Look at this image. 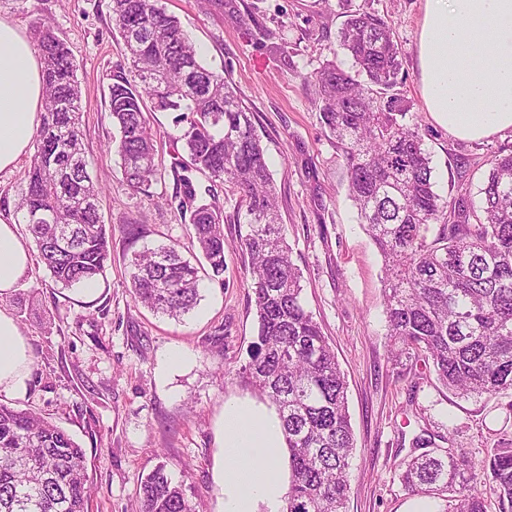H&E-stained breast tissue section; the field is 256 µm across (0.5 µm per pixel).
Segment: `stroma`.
<instances>
[{"label": "stroma", "mask_w": 512, "mask_h": 512, "mask_svg": "<svg viewBox=\"0 0 512 512\" xmlns=\"http://www.w3.org/2000/svg\"><path fill=\"white\" fill-rule=\"evenodd\" d=\"M425 0H353L392 27L401 51L396 93L432 157L435 190L448 198L465 186L480 204L482 175L512 132L482 141L454 138L426 112L419 88L417 37ZM179 18L203 61L222 72L253 113L286 226L291 259L302 273V299L331 345L348 382L355 438L346 512H437L440 501L405 490L399 474L413 440L433 433L474 461L512 446V391L461 397L432 367L392 358L383 306L382 258L348 191L345 151L320 122L303 74L336 60L350 66L337 40L340 0H235L239 21L207 0H162ZM51 17L77 63L88 170L102 188L105 223L149 225L146 245L176 243L190 254L183 194L184 125L174 111L154 112L163 175L152 197L133 192L109 145V74L128 67L112 21L111 0H0V18L30 31L36 13ZM265 27L271 38L257 35ZM225 224L224 274L203 279L196 307L174 320L134 302L125 243L112 236V262L95 292L61 289L40 262L6 306L31 354L26 388L0 402L33 410L69 433L86 452L93 481L90 512H140V485L157 465L183 484L203 512H223V451L216 439L225 402L253 393L235 377L249 359L257 320L247 261ZM52 313V330L44 315ZM189 353L179 371L162 374L165 355Z\"/></svg>", "instance_id": "obj_1"}]
</instances>
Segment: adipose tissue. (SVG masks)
Masks as SVG:
<instances>
[{
  "mask_svg": "<svg viewBox=\"0 0 512 512\" xmlns=\"http://www.w3.org/2000/svg\"><path fill=\"white\" fill-rule=\"evenodd\" d=\"M427 112L455 138L512 132V0H425L417 40ZM43 102L42 62L24 31L0 18V172L33 149ZM32 264L13 219L0 217V301ZM30 355L15 319L0 308V392L22 391ZM218 435L224 450V512H283L285 441L275 407L225 403ZM265 452L262 468L251 464Z\"/></svg>",
  "mask_w": 512,
  "mask_h": 512,
  "instance_id": "adipose-tissue-1",
  "label": "adipose tissue"
}]
</instances>
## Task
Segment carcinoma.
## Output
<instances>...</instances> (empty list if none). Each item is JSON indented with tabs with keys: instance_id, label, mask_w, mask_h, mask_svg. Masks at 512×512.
Here are the masks:
<instances>
[{
	"instance_id": "1",
	"label": "carcinoma",
	"mask_w": 512,
	"mask_h": 512,
	"mask_svg": "<svg viewBox=\"0 0 512 512\" xmlns=\"http://www.w3.org/2000/svg\"><path fill=\"white\" fill-rule=\"evenodd\" d=\"M111 9L134 70V79L120 73L109 84L108 112L119 133L114 152L127 186L150 197L162 176L147 113L182 112L181 169L229 185L238 196L233 223L246 227L239 247L257 336L236 376L279 413L290 471L285 512H343L354 449L347 382L303 303L250 109L223 74L200 61L160 0H111ZM32 30L44 97L16 213L54 281L73 288L96 280L112 261V225L101 220L102 188L87 169L73 55L49 17L38 15ZM338 37L351 69L328 61L304 84L321 124L345 149L349 195L383 258L390 352L432 363L454 394L512 390V150L489 160L480 206L462 192L442 200L419 127L405 121L393 93L401 62L391 27L373 12L349 9ZM183 181L180 210L189 214L192 245L208 271L174 244L136 248L146 225H118L134 300L177 319L196 305L202 277L224 273V209L198 202L191 179ZM478 466L512 509V448L494 449L480 465L440 448L405 462L400 480L413 493L443 497L439 512H487ZM89 487L85 453L66 431L0 403V512H88ZM140 498L142 512H196L163 464L141 483Z\"/></svg>"
}]
</instances>
